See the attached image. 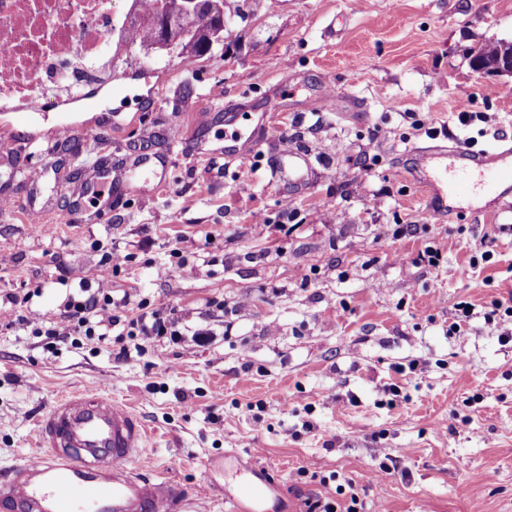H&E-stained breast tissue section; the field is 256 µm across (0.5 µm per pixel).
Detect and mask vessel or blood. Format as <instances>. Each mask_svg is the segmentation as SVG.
<instances>
[{"instance_id": "b4317fda", "label": "vessel or blood", "mask_w": 512, "mask_h": 512, "mask_svg": "<svg viewBox=\"0 0 512 512\" xmlns=\"http://www.w3.org/2000/svg\"><path fill=\"white\" fill-rule=\"evenodd\" d=\"M428 153L439 158L434 175L451 195L472 192L469 174L475 170L488 190L512 185V162H495L493 154L466 146H437ZM314 172L307 152L286 147L274 176L299 192ZM35 435L42 456L0 473V512H181L185 496L179 483L134 469V461L149 452V435L124 405L93 393H67L38 420ZM276 498L266 468L257 464L226 502L230 512H273Z\"/></svg>"}]
</instances>
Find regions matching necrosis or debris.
Masks as SVG:
<instances>
[{
    "label": "necrosis or debris",
    "mask_w": 512,
    "mask_h": 512,
    "mask_svg": "<svg viewBox=\"0 0 512 512\" xmlns=\"http://www.w3.org/2000/svg\"><path fill=\"white\" fill-rule=\"evenodd\" d=\"M147 0H129L115 15L112 0H0V110L34 106L69 110L111 73L126 43L102 36L124 29Z\"/></svg>",
    "instance_id": "obj_1"
}]
</instances>
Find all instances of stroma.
I'll use <instances>...</instances> for the list:
<instances>
[{
    "mask_svg": "<svg viewBox=\"0 0 512 512\" xmlns=\"http://www.w3.org/2000/svg\"><path fill=\"white\" fill-rule=\"evenodd\" d=\"M224 13V41L194 70L139 47L77 111L0 112V310L25 318L0 320V469L35 459L37 417L83 390L134 409L153 444L136 469L174 478L199 512H226L251 461L279 485L277 512L324 496L345 512L354 495L367 512H512V335L483 318L512 295V188L430 200L415 154L512 146V78L470 65L474 47L512 39V0H227ZM278 95L284 111H266ZM333 95L359 105L336 111ZM463 103L481 115L468 127L453 118ZM231 112L267 120L232 161ZM284 143L318 171L294 196L271 171ZM140 153L170 157L162 186L58 223L99 160ZM486 235L493 259L460 276ZM428 246L437 266L418 259ZM110 251L127 315L168 304L179 339L137 351L128 336L35 335L68 292L97 287ZM461 302L474 316L457 336Z\"/></svg>",
    "mask_w": 512,
    "mask_h": 512,
    "instance_id": "35a3bbf8",
    "label": "stroma"
}]
</instances>
